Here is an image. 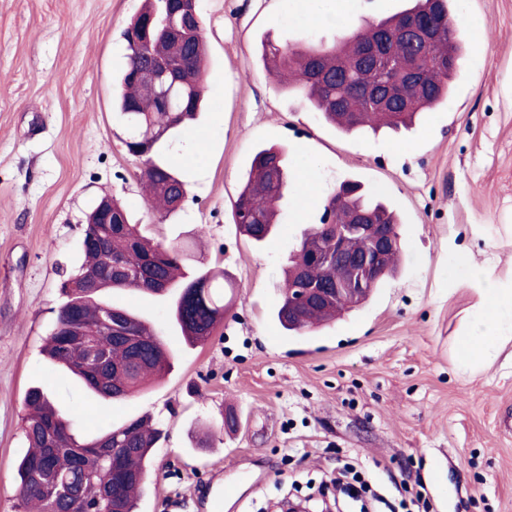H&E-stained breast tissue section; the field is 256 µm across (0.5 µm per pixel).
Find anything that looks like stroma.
Wrapping results in <instances>:
<instances>
[{
	"label": "stroma",
	"instance_id": "stroma-1",
	"mask_svg": "<svg viewBox=\"0 0 512 512\" xmlns=\"http://www.w3.org/2000/svg\"><path fill=\"white\" fill-rule=\"evenodd\" d=\"M144 0H0V512H17L26 453L24 397L41 388L91 437L148 416L163 431L137 512H280L291 495L334 490L343 466L392 506L423 492L427 512H512V341L477 372L454 346L479 296L451 274L457 249L512 281V0H453L467 34L457 90L410 128L344 134L274 85L263 39L332 43L336 0H199L208 50L207 108L160 156L186 183L159 219L124 142L112 79L124 32ZM323 21H316V14ZM206 139L195 154L192 136ZM284 145L326 198L346 179L388 203L402 266L328 325L290 332L274 318L282 269L321 206L297 220V186L265 244L238 230L232 207L255 152ZM157 241L223 269L234 304L211 340L189 345L170 297L121 290L105 303L150 323L173 353L160 381L99 402L43 354L63 275L81 262L86 216L102 196ZM237 430L224 425L228 412Z\"/></svg>",
	"mask_w": 512,
	"mask_h": 512
}]
</instances>
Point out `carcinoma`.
Wrapping results in <instances>:
<instances>
[{"mask_svg": "<svg viewBox=\"0 0 512 512\" xmlns=\"http://www.w3.org/2000/svg\"><path fill=\"white\" fill-rule=\"evenodd\" d=\"M452 0H413L411 14H394L377 23L358 27L330 46L322 43L280 44L261 42L260 60L266 72L280 78L281 89L308 104L326 122L349 134L365 128L399 127L419 112L442 106L460 73L463 32L451 20ZM179 8L176 0H145L139 20L150 24L139 46L127 44V63L118 76L113 105L125 116L131 136L128 151L144 158L141 180L148 201L162 216L178 210L186 197L184 182L152 154L156 145L181 124L195 119L204 101L201 75L206 50L203 27L183 31V59L176 62L171 81L152 87L138 78L156 58L169 55V41L156 35L164 21H172ZM426 16L443 24L431 46L416 51L403 37L402 22L409 16ZM386 39L391 66L382 86L395 101L393 106H374L359 91L369 76L360 68L357 48ZM453 60L452 67L443 66ZM356 113L352 122L343 113ZM286 148L272 145L258 150L243 178L235 201V224L241 234L259 244L274 233L280 220L279 202L288 184ZM348 191L326 198L320 223L301 239L284 270L283 301L279 323L289 331L320 324L349 311L346 305H330L309 312L305 321L288 320V289L295 287L297 266L315 245L318 232L339 219L336 207L370 209L384 224H396L395 215L380 202L358 194L359 185L347 182ZM112 216L122 223L87 224L83 260L77 273L61 282L65 301L59 306L44 353L56 366L79 378L91 391L108 392L111 400H125L138 393L150 378L162 377L171 354L159 334L126 309L102 301L106 293L121 289L172 297L171 318L191 345H204L223 324L232 298L224 291V273L182 262L180 248L153 242L132 224L124 210L112 204ZM125 267L129 274L107 279V261ZM112 314V335H100L105 314ZM97 336L101 357L93 364L87 349L74 343L72 333ZM24 434L28 451L18 464L17 492L22 512H81L86 507L106 512H135L138 494L153 460V448L161 437L151 419L142 417L83 439L74 418L59 412L40 389L26 393Z\"/></svg>", "mask_w": 512, "mask_h": 512, "instance_id": "carcinoma-1", "label": "carcinoma"}]
</instances>
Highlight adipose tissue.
I'll use <instances>...</instances> for the list:
<instances>
[{
  "mask_svg": "<svg viewBox=\"0 0 512 512\" xmlns=\"http://www.w3.org/2000/svg\"><path fill=\"white\" fill-rule=\"evenodd\" d=\"M457 265L464 272L465 282L475 286L481 298L474 331L458 340L459 361L474 368L505 335L512 334V289L502 287L466 254L458 255Z\"/></svg>",
  "mask_w": 512,
  "mask_h": 512,
  "instance_id": "adipose-tissue-1",
  "label": "adipose tissue"
}]
</instances>
